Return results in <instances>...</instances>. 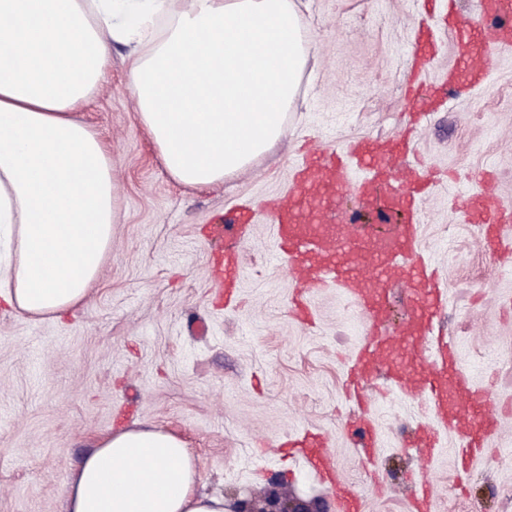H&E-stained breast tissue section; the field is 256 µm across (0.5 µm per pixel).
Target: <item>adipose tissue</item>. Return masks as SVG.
<instances>
[{
    "label": "adipose tissue",
    "instance_id": "obj_1",
    "mask_svg": "<svg viewBox=\"0 0 512 512\" xmlns=\"http://www.w3.org/2000/svg\"><path fill=\"white\" fill-rule=\"evenodd\" d=\"M116 45L139 125L196 190L280 141L311 48L297 0H0V298L30 319L83 304L112 242V157L74 114ZM198 477L174 432L119 428L71 474L66 512H228Z\"/></svg>",
    "mask_w": 512,
    "mask_h": 512
}]
</instances>
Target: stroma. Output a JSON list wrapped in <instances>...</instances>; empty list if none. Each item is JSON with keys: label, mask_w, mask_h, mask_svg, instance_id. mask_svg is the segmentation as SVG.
I'll return each instance as SVG.
<instances>
[{"label": "stroma", "mask_w": 512, "mask_h": 512, "mask_svg": "<svg viewBox=\"0 0 512 512\" xmlns=\"http://www.w3.org/2000/svg\"><path fill=\"white\" fill-rule=\"evenodd\" d=\"M423 0H302L313 39L286 137L244 174L206 191L177 184L139 126L125 51L112 50L100 92L77 117L112 157V246L86 302L60 318L28 319L0 300V512H65L67 478L111 429L152 424L179 434L198 459V491L261 507L271 484L289 505L336 512L327 482L279 449L321 432L334 468L363 495V512H409L419 452L402 447L428 414L398 394L365 412L378 437L365 463L344 392L361 330L334 290L309 295L312 321L289 313L295 280L274 239L300 147L400 134L409 121V55ZM477 88L450 91L413 140L412 154L446 176L423 206V249L446 307L435 325L458 364L498 403L512 404V265L486 249L462 206L492 175L512 210V50L486 59ZM252 206L241 301L225 307L209 280L204 232L224 211ZM459 438L442 434L431 468L437 512H512V415L467 475ZM385 482L371 490L373 473Z\"/></svg>", "instance_id": "35a3bbf8"}]
</instances>
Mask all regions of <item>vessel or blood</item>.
Returning a JSON list of instances; mask_svg holds the SVG:
<instances>
[{"label": "vessel or blood", "instance_id": "obj_1", "mask_svg": "<svg viewBox=\"0 0 512 512\" xmlns=\"http://www.w3.org/2000/svg\"><path fill=\"white\" fill-rule=\"evenodd\" d=\"M482 7L492 16V23L476 28L459 17L449 18L458 62L449 68L437 96H444L462 78L472 85L482 82L483 50L512 47V0H483ZM347 158L371 166L372 175L361 181L347 179L343 165ZM425 190L417 167L396 168L368 139L352 141L338 151L310 152L295 164L291 191L274 208V237L283 254L295 260L290 271L300 288L292 299L293 316L309 321L305 294L326 288L339 290L352 301L362 320V335L349 355L360 377L386 369L404 397L424 403L449 431H456L459 414H467L464 438L477 453L486 447L501 415L487 391L477 387L469 373L457 369L455 342H446L434 355L425 348L435 329L432 315L445 302L419 236ZM381 192L390 200V212L403 214L405 221L391 225L385 234L362 238L353 227L354 216L337 212L334 200L351 195L367 205ZM465 221L488 226L491 245L504 259H512V214L502 210L496 190L486 189L469 202ZM247 222L241 211L225 214L219 222L217 234L224 239V261L210 271L219 287L230 290L241 283V241ZM392 280L409 284L414 301L412 325L403 330L397 344L386 339L383 318L384 285ZM294 445L308 463L319 465L323 443L318 434L303 432ZM330 488L338 512H359L358 491L336 477ZM410 498L414 512H435L437 492L427 471H420Z\"/></svg>", "mask_w": 512, "mask_h": 512}]
</instances>
